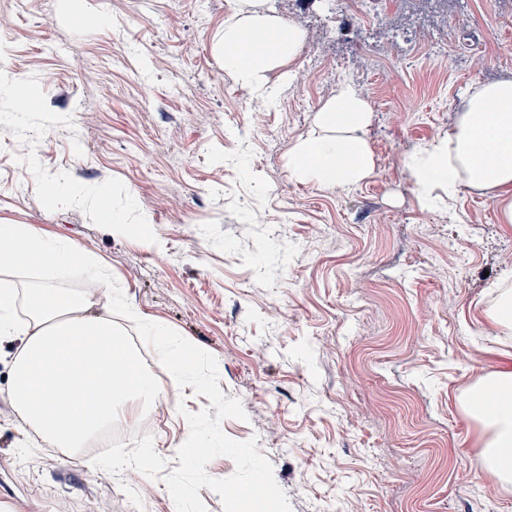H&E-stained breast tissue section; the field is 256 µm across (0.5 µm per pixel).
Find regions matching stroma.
I'll list each match as a JSON object with an SVG mask.
<instances>
[{"instance_id": "obj_1", "label": "stroma", "mask_w": 512, "mask_h": 512, "mask_svg": "<svg viewBox=\"0 0 512 512\" xmlns=\"http://www.w3.org/2000/svg\"><path fill=\"white\" fill-rule=\"evenodd\" d=\"M268 6L306 41L258 111L219 53L239 0H0L16 18L0 115L11 82L29 89L22 120L0 122V224L75 242L136 315L213 355L246 414L221 430L256 441L291 512H512L459 404L512 364V335L485 317L512 224L478 190L422 209L405 166L454 127L464 88L512 79V0H374L348 20L356 0ZM340 82L371 105L375 170L336 192L289 179L288 151ZM51 177L95 196L49 203ZM16 353L0 341V506L173 512L162 481L31 442L9 396ZM182 403L148 410L171 470L185 412L210 405Z\"/></svg>"}]
</instances>
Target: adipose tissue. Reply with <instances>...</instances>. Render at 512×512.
<instances>
[{
  "label": "adipose tissue",
  "instance_id": "1",
  "mask_svg": "<svg viewBox=\"0 0 512 512\" xmlns=\"http://www.w3.org/2000/svg\"><path fill=\"white\" fill-rule=\"evenodd\" d=\"M305 40L260 0H245L225 24L224 69L258 98L275 95L270 74L290 64ZM455 128L413 150L405 161L425 209L451 205L463 189L501 196L500 219L512 224V81L467 88ZM372 109L354 87L341 83L318 108L307 135L288 152L294 181L325 189L367 179L374 156L366 137ZM46 273L20 290L12 274L19 257ZM71 241L25 224H0V338L21 339L9 393L29 430L51 448H75L88 436L136 416L161 392L155 371L126 347V333L111 312L91 298L58 288L53 270L83 261ZM29 319L15 318L18 296ZM461 406L482 428L476 462L496 485L512 484V367L501 369L463 395Z\"/></svg>",
  "mask_w": 512,
  "mask_h": 512
}]
</instances>
